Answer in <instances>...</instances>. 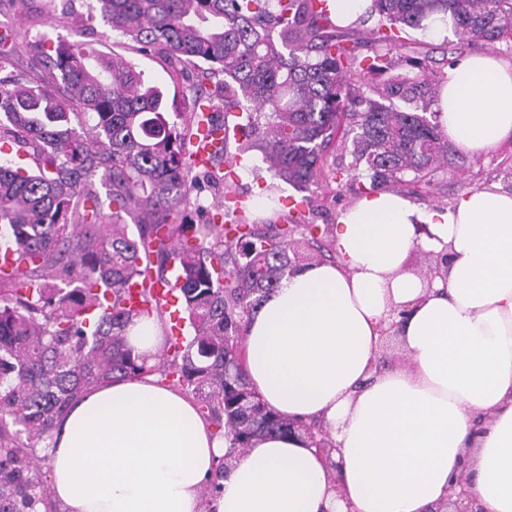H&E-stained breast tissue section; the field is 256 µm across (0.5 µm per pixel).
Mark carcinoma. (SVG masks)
Masks as SVG:
<instances>
[{"label":"carcinoma","mask_w":512,"mask_h":512,"mask_svg":"<svg viewBox=\"0 0 512 512\" xmlns=\"http://www.w3.org/2000/svg\"><path fill=\"white\" fill-rule=\"evenodd\" d=\"M314 0H98L102 20L139 51L194 66L207 96L184 104L179 124L161 91L120 55L82 43L40 42L50 78L14 70L16 46L0 38V143L26 161L0 162V512L49 509L39 446L80 394L118 377L157 371L194 394L236 448L259 434L302 426L269 409L244 370V323L303 263L332 253L324 228L291 218L257 224L236 198L229 225L189 223V194L217 181L229 154L219 139L210 168L193 173L187 143L199 124L221 129L201 106L218 104L240 126L244 151L261 143L271 175L307 189L326 151L352 136L355 169L382 189L430 183L448 144L429 108L444 75L408 30L451 18L454 50L512 41V0H372L373 54L359 57ZM404 72L375 76L396 66ZM105 193H100L99 188ZM132 224H127V221ZM312 253L299 252L297 228ZM175 271L191 336H169L154 367L133 354L125 328L162 314L156 280ZM141 285L137 307L129 286ZM218 463L202 491L217 494Z\"/></svg>","instance_id":"obj_1"}]
</instances>
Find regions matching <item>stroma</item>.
Wrapping results in <instances>:
<instances>
[{
  "mask_svg": "<svg viewBox=\"0 0 512 512\" xmlns=\"http://www.w3.org/2000/svg\"><path fill=\"white\" fill-rule=\"evenodd\" d=\"M69 8L79 17V24L40 21L19 10L12 0H0V34L16 33L21 44L20 52L14 57L18 69L34 66L27 43L45 38L75 40L106 55L118 53L125 56L143 71L146 80L164 92L168 103H182L187 79L175 75L171 66L160 57L138 52L126 39L111 32L99 15L96 0H71ZM350 151V146L333 142L326 153V167L342 170V177L337 180L326 177L317 186L299 190L271 178L262 150L251 149L242 153V170L235 173L231 181L206 182L201 190L191 193L187 216L194 221L200 220L199 209L204 206L214 215L216 223L221 224L225 221L222 207L225 195L239 196L251 208L256 207L260 198L270 195L275 201V216L289 217L297 212L303 223L335 227L341 211L359 198L358 192L350 188ZM490 185L512 192V140L481 156L454 153L448 167L437 172L430 185L408 186L402 193L421 206L443 211L467 191Z\"/></svg>",
  "mask_w": 512,
  "mask_h": 512,
  "instance_id": "1",
  "label": "stroma"
}]
</instances>
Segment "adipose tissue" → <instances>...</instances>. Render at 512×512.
Segmentation results:
<instances>
[{
	"instance_id": "obj_1",
	"label": "adipose tissue",
	"mask_w": 512,
	"mask_h": 512,
	"mask_svg": "<svg viewBox=\"0 0 512 512\" xmlns=\"http://www.w3.org/2000/svg\"><path fill=\"white\" fill-rule=\"evenodd\" d=\"M437 110L461 151L512 138V65L463 56ZM333 239L335 262L285 277L244 331L253 390L317 423L331 458L302 432L233 448L193 397L144 374L82 393L57 421L46 454L59 512H432L464 468L483 512H512V193L472 190L441 212L380 190L340 214ZM418 252L438 257L437 275L411 268ZM389 335L400 355L386 363ZM125 337L157 363V316Z\"/></svg>"
}]
</instances>
